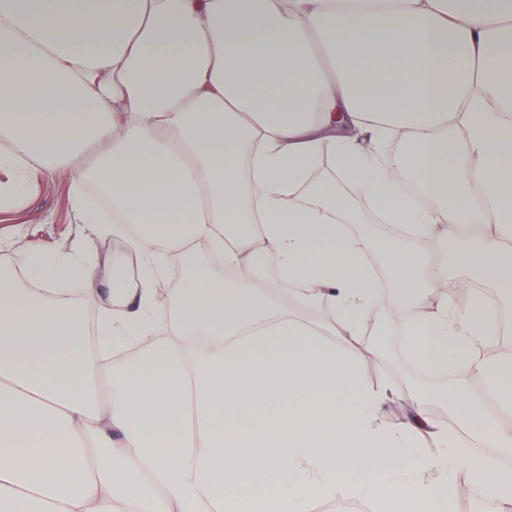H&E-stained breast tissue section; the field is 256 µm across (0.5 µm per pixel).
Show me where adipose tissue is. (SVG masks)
<instances>
[{
	"mask_svg": "<svg viewBox=\"0 0 512 512\" xmlns=\"http://www.w3.org/2000/svg\"><path fill=\"white\" fill-rule=\"evenodd\" d=\"M509 86L512 0H0V201L63 175L90 229L0 264V512H437L459 471L512 490V350L447 288L512 300V114L488 103ZM354 195L404 230L392 293ZM108 234L138 272L90 335L56 285L91 281ZM202 245L218 264L160 295ZM396 304L420 311L411 361L482 379L442 391L451 423L423 400L378 421L399 389L364 377L363 336Z\"/></svg>",
	"mask_w": 512,
	"mask_h": 512,
	"instance_id": "adipose-tissue-1",
	"label": "adipose tissue"
}]
</instances>
